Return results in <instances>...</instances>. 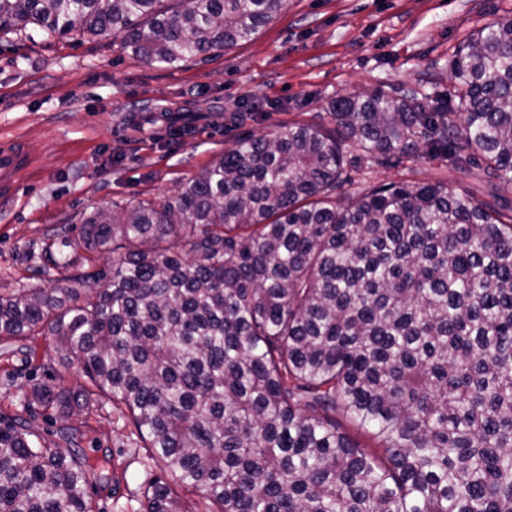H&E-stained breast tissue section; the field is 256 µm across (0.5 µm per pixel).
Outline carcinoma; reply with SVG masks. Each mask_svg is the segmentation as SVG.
Listing matches in <instances>:
<instances>
[{"mask_svg":"<svg viewBox=\"0 0 512 512\" xmlns=\"http://www.w3.org/2000/svg\"><path fill=\"white\" fill-rule=\"evenodd\" d=\"M285 0H0V35L177 68L247 43ZM451 90L331 101L334 126L236 141L171 194L85 218L91 284L0 294V338L49 336L91 387L24 408L123 406L164 476L140 512H512V215L439 182L358 188L419 151L512 185V20L473 33ZM56 231L51 268L78 264ZM370 436L371 453L341 425ZM111 459L0 422V512H95ZM80 253L88 256L89 260L83 261L81 264L74 267L69 274L84 275V277H90L100 269H107L112 265V254L109 252L104 254H96L94 256L84 254L82 251Z\"/></svg>","mask_w":512,"mask_h":512,"instance_id":"cac0c4a2","label":"carcinoma"}]
</instances>
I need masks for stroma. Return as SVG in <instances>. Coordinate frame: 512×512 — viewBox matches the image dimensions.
<instances>
[{"label":"stroma","mask_w":512,"mask_h":512,"mask_svg":"<svg viewBox=\"0 0 512 512\" xmlns=\"http://www.w3.org/2000/svg\"><path fill=\"white\" fill-rule=\"evenodd\" d=\"M504 17L512 0H285L251 42L179 69L121 52L108 33L84 43L34 27L0 36V135L20 137L34 160L15 196L0 199V293L61 287L38 256L50 231L78 240L84 214L170 194L243 136L294 122L330 125L329 100L359 91L448 89L458 45ZM250 103L263 111L235 119ZM183 114L193 117L190 133L171 136ZM353 178L360 187L440 181L512 211V191L493 190L481 170L461 173L422 152ZM32 345L27 359L0 341L1 418L23 415V391L47 377L71 389L86 382L78 367L60 364L48 338ZM75 441L112 461L111 480L91 491L96 512H137L160 466L125 411L104 401Z\"/></svg>","instance_id":"stroma-1"}]
</instances>
